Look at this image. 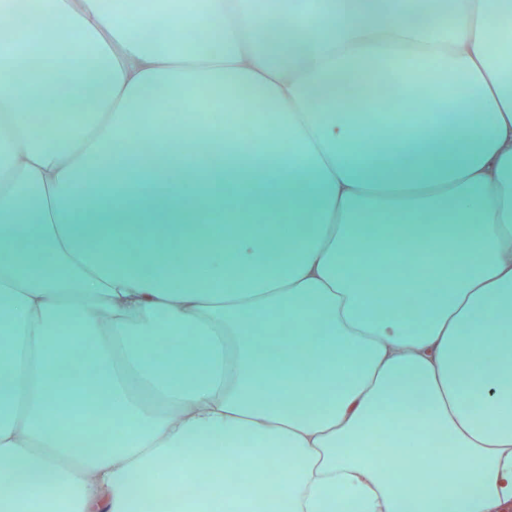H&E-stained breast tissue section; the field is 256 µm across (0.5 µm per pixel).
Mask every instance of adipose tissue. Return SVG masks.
Returning a JSON list of instances; mask_svg holds the SVG:
<instances>
[{"label":"adipose tissue","mask_w":512,"mask_h":512,"mask_svg":"<svg viewBox=\"0 0 512 512\" xmlns=\"http://www.w3.org/2000/svg\"><path fill=\"white\" fill-rule=\"evenodd\" d=\"M39 9L62 39L0 44V512H210L179 490L229 473L223 512H503L512 0H294L292 29L255 0ZM408 60L463 111H408L404 73L401 104L357 123L336 76ZM203 85L275 111L246 144L146 120L152 93ZM35 87L75 121L37 125ZM147 144L156 163L88 204L90 161ZM202 149L235 174L172 180Z\"/></svg>","instance_id":"adipose-tissue-1"}]
</instances>
